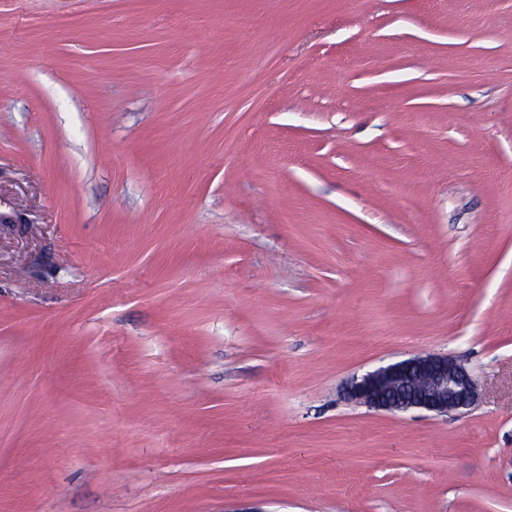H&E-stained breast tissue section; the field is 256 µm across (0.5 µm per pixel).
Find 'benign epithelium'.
<instances>
[{
	"label": "benign epithelium",
	"instance_id": "1",
	"mask_svg": "<svg viewBox=\"0 0 512 512\" xmlns=\"http://www.w3.org/2000/svg\"><path fill=\"white\" fill-rule=\"evenodd\" d=\"M351 400L376 410L435 414L475 405L477 384L467 369L440 355L413 357L379 367L351 380Z\"/></svg>",
	"mask_w": 512,
	"mask_h": 512
}]
</instances>
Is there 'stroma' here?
I'll list each match as a JSON object with an SVG mask.
<instances>
[{
  "mask_svg": "<svg viewBox=\"0 0 512 512\" xmlns=\"http://www.w3.org/2000/svg\"><path fill=\"white\" fill-rule=\"evenodd\" d=\"M0 214V512H512V0H0ZM349 398L390 413L422 409L435 414L470 409L478 397L467 369L446 356L413 357L354 377Z\"/></svg>",
  "mask_w": 512,
  "mask_h": 512,
  "instance_id": "obj_1",
  "label": "stroma"
}]
</instances>
